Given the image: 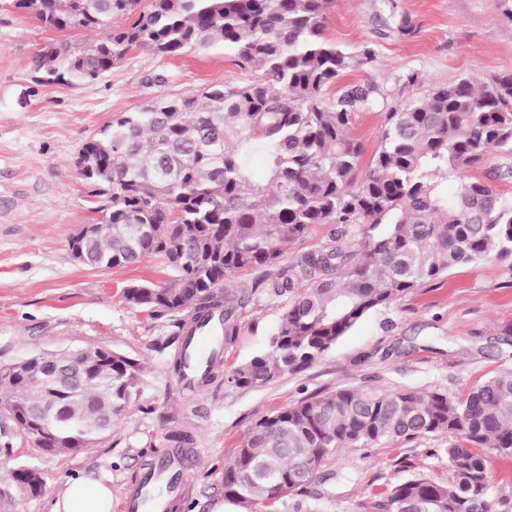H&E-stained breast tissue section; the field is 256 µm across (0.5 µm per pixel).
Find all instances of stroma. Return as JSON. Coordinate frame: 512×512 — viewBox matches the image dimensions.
Listing matches in <instances>:
<instances>
[{
  "label": "stroma",
  "instance_id": "stroma-1",
  "mask_svg": "<svg viewBox=\"0 0 512 512\" xmlns=\"http://www.w3.org/2000/svg\"><path fill=\"white\" fill-rule=\"evenodd\" d=\"M323 35L351 54L372 49V63L345 73L323 92L336 100L371 85L385 105L352 116L350 134L369 165L390 108L464 76L486 81L512 73V21L498 0H334ZM84 31L42 28L0 0V368L41 351L104 346L137 362L139 392L110 435L79 453H48L17 428L0 404V512H51L68 480L112 487V512H123L129 486L146 464L171 453L187 457L181 512H256L224 496V461L264 417L311 396L342 388L439 390L460 398L512 370V267L486 261L456 267L440 280L365 316L312 365L262 386L216 377L184 386L170 369L181 345L178 313L129 304L132 282L162 283L158 259L101 270L78 263L70 242L82 225L101 221L110 201L93 196L77 164L83 143L112 119L160 97H191L224 83L260 79L236 54L216 45L160 57L131 51L98 81L43 86L32 61L46 46L83 45ZM265 288L239 313L240 331L223 364L264 351L282 313ZM190 435L178 443L177 434ZM445 436L370 448H343L321 479L291 495L287 512H376L384 488L414 476L448 482ZM37 471L41 494L17 487L19 466Z\"/></svg>",
  "mask_w": 512,
  "mask_h": 512
}]
</instances>
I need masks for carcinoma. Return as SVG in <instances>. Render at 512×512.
<instances>
[{"label":"carcinoma","mask_w":512,"mask_h":512,"mask_svg":"<svg viewBox=\"0 0 512 512\" xmlns=\"http://www.w3.org/2000/svg\"><path fill=\"white\" fill-rule=\"evenodd\" d=\"M332 0H13L59 31H104L79 48H52L34 60V81L75 86L99 80L135 49L175 56L222 44L259 81L217 85L189 98L160 99L123 114L85 142L104 163L86 176L110 194L112 233L89 243L90 266L163 259L170 280L133 282L132 305L188 312L170 368L186 376L195 330L222 321L220 349L189 382L217 376L223 349L238 336L237 307L259 288L288 304L264 352L227 371L237 386H259L322 358L364 316L452 268L488 260L512 267V195L464 177L490 151L512 157V73L441 86L387 113L380 144L357 175L361 145L348 130L357 110L378 105L372 87H353L333 104L323 89L374 61L323 37ZM122 24H117V21ZM267 156V181H254L247 155ZM313 224H336L331 243L276 274L237 283L243 269L278 266L282 245ZM65 375L32 373L18 362L0 371V402L26 435L53 453L78 452L112 433L138 395L137 364L115 354L86 361L64 352ZM445 435L451 479L412 477L383 493L381 512H498L489 495V459L512 458V371L446 392L344 388L309 397L261 419L224 464V496L280 512L285 498L314 482L341 448ZM32 495L42 479L13 471Z\"/></svg>","instance_id":"1"}]
</instances>
